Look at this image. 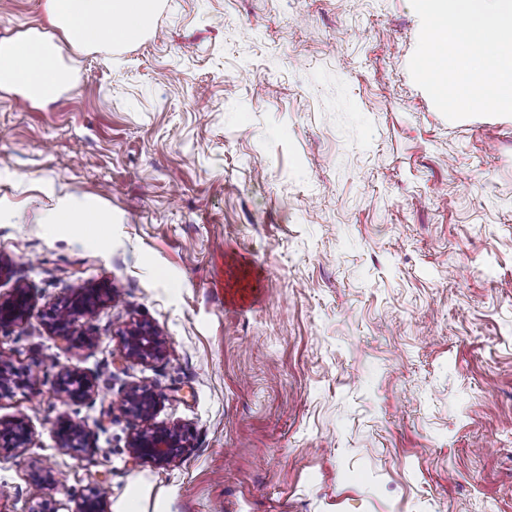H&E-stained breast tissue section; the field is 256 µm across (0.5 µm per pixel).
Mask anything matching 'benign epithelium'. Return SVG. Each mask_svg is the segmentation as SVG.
Returning a JSON list of instances; mask_svg holds the SVG:
<instances>
[{
    "instance_id": "7a95c632",
    "label": "benign epithelium",
    "mask_w": 512,
    "mask_h": 512,
    "mask_svg": "<svg viewBox=\"0 0 512 512\" xmlns=\"http://www.w3.org/2000/svg\"><path fill=\"white\" fill-rule=\"evenodd\" d=\"M113 298L114 290L80 291L72 299L51 314V330L65 340L72 338L81 343L92 344L94 337L86 335V330L75 332V326L88 320L104 298ZM34 308L29 292L16 287L7 298L0 297V328L23 322ZM123 342L128 357L142 363L162 359L166 354L167 340L153 326L135 322L123 333ZM17 370L3 352L0 351V399L12 394L16 386L29 384V381L15 379ZM95 387V381L84 373L75 370L62 372L58 379V390L73 399L87 396ZM160 398L157 392L145 385L133 386L121 401L120 409L141 422L145 427L139 429L129 440L130 456L141 462H148L157 468H169L183 456L184 449L190 447L188 432L179 426H154L150 421L154 417ZM57 436L60 446L68 449L80 448L87 443V429L76 422L65 421L58 425ZM33 429L22 418L8 421L0 420V456L17 452L31 443ZM77 512H108L105 494L95 491L83 497Z\"/></svg>"
}]
</instances>
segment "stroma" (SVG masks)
<instances>
[{
    "instance_id": "stroma-1",
    "label": "stroma",
    "mask_w": 512,
    "mask_h": 512,
    "mask_svg": "<svg viewBox=\"0 0 512 512\" xmlns=\"http://www.w3.org/2000/svg\"><path fill=\"white\" fill-rule=\"evenodd\" d=\"M28 31L72 83L0 88V296L35 305L0 351L36 379L0 399L34 429L0 512L93 489L114 512L135 481L148 512H512V116L436 109L410 0H159L141 39L90 48L47 0H0V40ZM62 197L111 223H42ZM93 287L116 292L93 345L54 336ZM133 320L163 359L127 356ZM67 369L88 397L57 391ZM143 383L191 433L169 469L128 454ZM62 419L86 447L60 448ZM95 387V381L75 370L63 371L58 379V390L73 399L87 396Z\"/></svg>"
}]
</instances>
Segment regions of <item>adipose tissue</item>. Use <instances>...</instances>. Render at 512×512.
<instances>
[{
	"mask_svg": "<svg viewBox=\"0 0 512 512\" xmlns=\"http://www.w3.org/2000/svg\"><path fill=\"white\" fill-rule=\"evenodd\" d=\"M55 25L75 45L102 40L120 45L149 29L157 0H49ZM62 48L37 34L0 43V84L16 86L44 102L52 101L69 78L61 67ZM47 224H108L112 214L99 203L60 199L43 216Z\"/></svg>",
	"mask_w": 512,
	"mask_h": 512,
	"instance_id": "obj_1",
	"label": "adipose tissue"
}]
</instances>
